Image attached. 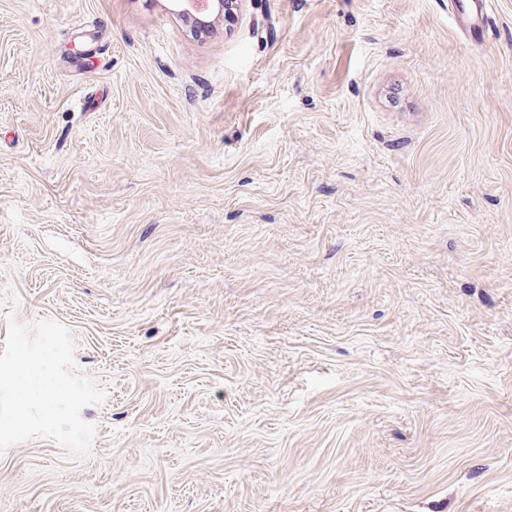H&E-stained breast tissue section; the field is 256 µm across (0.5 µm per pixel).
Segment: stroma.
Returning <instances> with one entry per match:
<instances>
[{
  "label": "stroma",
  "instance_id": "35a3bbf8",
  "mask_svg": "<svg viewBox=\"0 0 512 512\" xmlns=\"http://www.w3.org/2000/svg\"><path fill=\"white\" fill-rule=\"evenodd\" d=\"M453 10L0 0V346L105 394L0 512H512V0ZM169 9L194 29H208L212 24L231 13L237 0H168ZM470 2L476 18L464 21V28L472 43L481 44L485 39L486 20L490 18L491 12L488 10L492 0H471Z\"/></svg>",
  "mask_w": 512,
  "mask_h": 512
}]
</instances>
